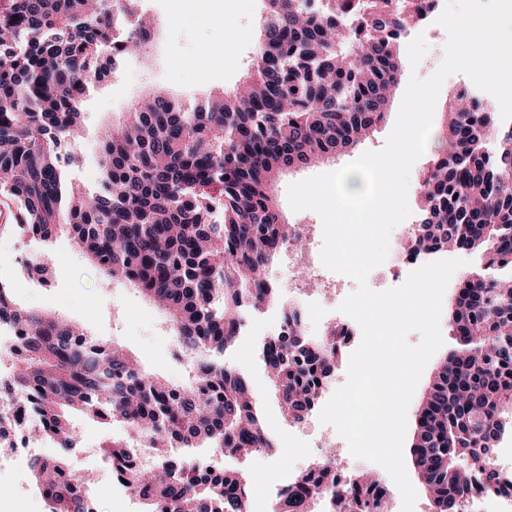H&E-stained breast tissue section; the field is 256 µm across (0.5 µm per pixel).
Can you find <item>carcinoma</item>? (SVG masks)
<instances>
[{
	"label": "carcinoma",
	"instance_id": "obj_1",
	"mask_svg": "<svg viewBox=\"0 0 512 512\" xmlns=\"http://www.w3.org/2000/svg\"><path fill=\"white\" fill-rule=\"evenodd\" d=\"M134 30L111 24L112 0H0V196L17 223L45 240L72 236L105 277L134 284L166 314L184 358L206 386H179L145 373L120 347L55 313L28 310L0 281V324L25 331L13 371L0 379V404L28 396L39 411L28 429L74 443L70 415L121 421L156 450L147 476L134 449L107 438L105 454L142 512H250L248 478L208 472L187 448L247 457L271 448L250 382L222 355L235 347L244 310L279 300L261 276L294 236L273 194L287 170L354 149L385 120L403 63L396 33L419 21L417 0H263L265 16L250 71L232 88L187 111L150 92L101 135V166L111 190L89 195L65 185L61 145L81 127L87 82L102 71L105 46L139 55L152 39L144 14L125 0ZM438 153L419 184L423 220L412 249L478 251L486 268L512 270V128L496 112L472 113L453 98L444 110ZM288 332L259 355L289 421L303 420L319 380L332 368L325 339H309L290 308ZM449 327L458 343L435 373L417 412L411 446L431 512H463L476 480L493 484L496 443L512 409V275L465 277ZM336 452L319 475L284 495L282 512H312L314 500L353 503L358 475L336 485ZM33 481L51 512H91L66 476L64 458L34 457Z\"/></svg>",
	"mask_w": 512,
	"mask_h": 512
}]
</instances>
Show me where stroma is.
I'll use <instances>...</instances> for the list:
<instances>
[{"label": "stroma", "mask_w": 512, "mask_h": 512, "mask_svg": "<svg viewBox=\"0 0 512 512\" xmlns=\"http://www.w3.org/2000/svg\"><path fill=\"white\" fill-rule=\"evenodd\" d=\"M263 0H137V11L153 16L156 28L150 50L141 58L125 59L108 78L92 82L84 106L85 138L79 146L83 162L65 167L66 181L84 191H105L97 142L101 130L111 124L127 103L144 91L157 89L193 106L201 98L235 86L246 75L258 41ZM212 56L214 64L196 70L193 60ZM399 108L391 106L384 123L360 148L342 153L321 165L284 173L275 193L288 222L320 223L311 210L293 211L288 201L291 183L332 172L356 160L360 153L380 150L392 131ZM16 210L9 201L0 202V281L8 283L18 302L49 310L80 322L102 340L126 346L142 368L173 383L187 375L185 361L174 358V341L162 312L129 282L109 280L92 266L64 234L42 240L15 223ZM41 260L51 270L49 286L28 284L26 260ZM279 285L280 302L248 313L237 345L227 352L252 385L266 431L275 449L250 457L225 458L224 467L246 474L253 493L259 494L281 483L289 472L304 468L309 456L307 439L298 437L297 427L281 412L278 393L259 357L262 343L273 334L283 304L289 303L294 279L287 263L269 274ZM75 446L69 457L76 468H96L101 463L104 438L122 439L126 427L119 422L105 426L82 415H74ZM32 482L28 467L0 476V512H43L41 500L25 495Z\"/></svg>", "instance_id": "35a3bbf8"}]
</instances>
